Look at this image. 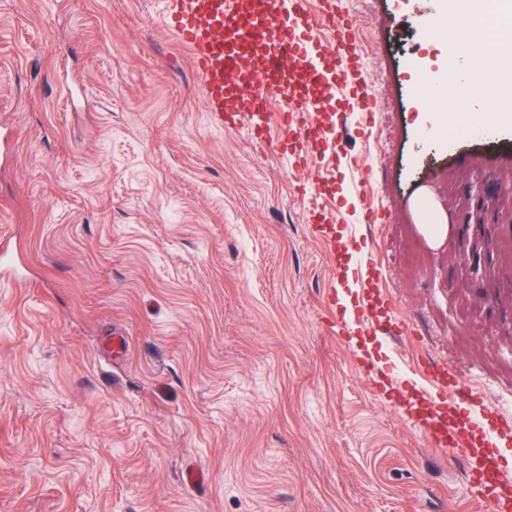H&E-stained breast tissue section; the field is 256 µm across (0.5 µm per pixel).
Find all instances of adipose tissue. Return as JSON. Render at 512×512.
<instances>
[{"mask_svg":"<svg viewBox=\"0 0 512 512\" xmlns=\"http://www.w3.org/2000/svg\"><path fill=\"white\" fill-rule=\"evenodd\" d=\"M461 17L469 18L471 27L456 31L450 39L436 83L445 86L452 74L467 97L490 99V107L463 109L456 113V120L477 127L512 126V58L496 57L492 46L493 38L512 32V0H446L433 21L443 31Z\"/></svg>","mask_w":512,"mask_h":512,"instance_id":"adipose-tissue-1","label":"adipose tissue"}]
</instances>
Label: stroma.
Masks as SVG:
<instances>
[{
	"label": "stroma",
	"mask_w": 512,
	"mask_h": 512,
	"mask_svg": "<svg viewBox=\"0 0 512 512\" xmlns=\"http://www.w3.org/2000/svg\"><path fill=\"white\" fill-rule=\"evenodd\" d=\"M442 3L338 0L370 76L342 168L285 154L278 94L259 139L206 111L160 0H0V512H483L367 379L438 368L512 424V126L430 122ZM322 206L376 335L336 331Z\"/></svg>",
	"instance_id": "obj_1"
}]
</instances>
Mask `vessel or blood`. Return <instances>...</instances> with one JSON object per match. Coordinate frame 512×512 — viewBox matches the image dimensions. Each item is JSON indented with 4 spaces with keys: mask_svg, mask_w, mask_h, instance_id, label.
Instances as JSON below:
<instances>
[{
    "mask_svg": "<svg viewBox=\"0 0 512 512\" xmlns=\"http://www.w3.org/2000/svg\"><path fill=\"white\" fill-rule=\"evenodd\" d=\"M164 22L192 57L205 91L207 111L248 113L261 120L265 89L288 99L286 120L324 112H363L367 78L352 34L339 19L335 0H324L313 14L311 0H163ZM331 24L336 41L317 38L319 22ZM460 394L423 392L426 405L414 421L430 447L463 451L470 478L483 484L485 512H512V432L489 422L482 409L466 419L450 417Z\"/></svg>",
    "mask_w": 512,
    "mask_h": 512,
    "instance_id": "vessel-or-blood-1",
    "label": "vessel or blood"
}]
</instances>
